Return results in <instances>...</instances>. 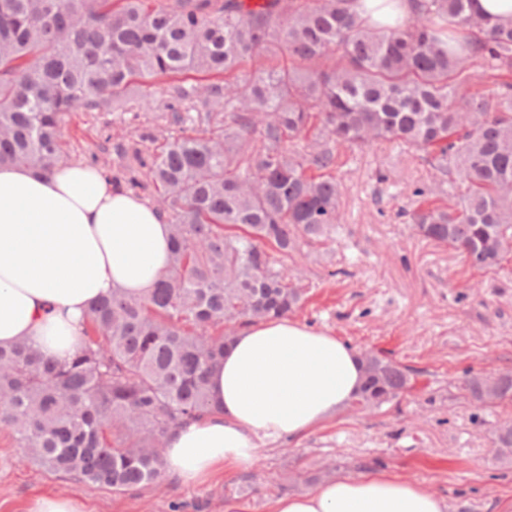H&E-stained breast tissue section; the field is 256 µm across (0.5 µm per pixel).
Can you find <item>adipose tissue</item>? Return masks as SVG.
<instances>
[{"label": "adipose tissue", "instance_id": "obj_1", "mask_svg": "<svg viewBox=\"0 0 512 512\" xmlns=\"http://www.w3.org/2000/svg\"><path fill=\"white\" fill-rule=\"evenodd\" d=\"M170 227L96 167L41 175L0 165V347L20 341L57 361L79 346L87 310L121 288L144 297L169 264ZM360 353L288 320L239 330L209 376L215 409L172 429L163 468L185 484L250 468L261 443L301 436L356 399ZM445 499L385 474L339 475L270 512H447Z\"/></svg>", "mask_w": 512, "mask_h": 512}]
</instances>
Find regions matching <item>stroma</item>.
<instances>
[{"mask_svg": "<svg viewBox=\"0 0 512 512\" xmlns=\"http://www.w3.org/2000/svg\"><path fill=\"white\" fill-rule=\"evenodd\" d=\"M341 228L318 253L283 259L308 301L295 321L359 352L382 353L417 371L416 388L382 410L350 407L290 442L260 448L247 475L228 469L199 485L164 477L114 492L62 480L21 461L0 428V512H29L40 496L76 499L84 512H268L272 498L302 493L307 470L357 476L379 470L445 498L449 512H512V465L493 458L492 434L512 406L481 409L461 386L474 373L512 370V262L471 270L417 236L400 217L432 171L398 144L342 150Z\"/></svg>", "mask_w": 512, "mask_h": 512, "instance_id": "35a3bbf8", "label": "stroma"}]
</instances>
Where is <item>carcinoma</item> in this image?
Here are the masks:
<instances>
[{
    "instance_id": "carcinoma-1",
    "label": "carcinoma",
    "mask_w": 512,
    "mask_h": 512,
    "mask_svg": "<svg viewBox=\"0 0 512 512\" xmlns=\"http://www.w3.org/2000/svg\"><path fill=\"white\" fill-rule=\"evenodd\" d=\"M408 3L378 25L362 0H0V164L74 162L61 128L89 114L112 143V183L155 204L172 241L152 294L112 289L68 361L0 349V425L23 459L114 492L158 483L169 431L211 412L230 338L303 306L307 288L270 252L336 233L341 147L419 153L445 200L403 211L412 230L472 270L512 259V23L472 0ZM274 48L290 64L266 71ZM137 107L112 133L108 116ZM416 375L368 355L355 403L377 410ZM480 380L464 382L479 407L512 403V380L495 393ZM492 444L512 461V432Z\"/></svg>"
}]
</instances>
